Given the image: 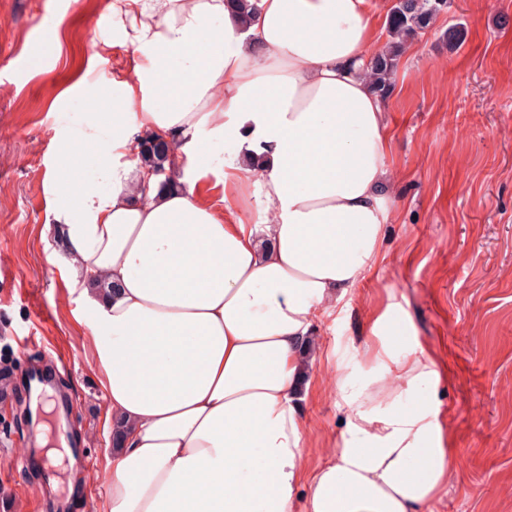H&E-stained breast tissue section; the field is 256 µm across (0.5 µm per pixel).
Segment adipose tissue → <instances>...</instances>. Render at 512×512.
Returning <instances> with one entry per match:
<instances>
[{
	"mask_svg": "<svg viewBox=\"0 0 512 512\" xmlns=\"http://www.w3.org/2000/svg\"><path fill=\"white\" fill-rule=\"evenodd\" d=\"M113 0L147 61L83 93L123 102L101 183L51 178V218L71 256L121 447L102 512H420L447 485L435 360L391 357L413 335L387 304L366 353L382 363L340 388L341 443L307 474L298 405L317 324L381 258L392 140L371 85L369 0ZM189 167L213 164L224 209L187 172L165 188L122 161L137 134ZM232 143L233 153L214 157ZM265 217L249 224L239 202ZM107 279L114 290L96 288ZM412 400L411 409L398 405Z\"/></svg>",
	"mask_w": 512,
	"mask_h": 512,
	"instance_id": "1",
	"label": "adipose tissue"
}]
</instances>
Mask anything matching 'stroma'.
I'll list each match as a JSON object with an SVG mask.
<instances>
[{"mask_svg":"<svg viewBox=\"0 0 512 512\" xmlns=\"http://www.w3.org/2000/svg\"><path fill=\"white\" fill-rule=\"evenodd\" d=\"M108 2L0 0V359L16 376L0 403V512H54L56 500L65 512H97L108 487L94 342L74 319L82 304L70 256L47 224L61 143L83 140L69 177L84 188L98 183L92 154L112 136L80 87L147 55L123 44ZM451 28L464 33L454 46ZM386 106L384 257L318 324L322 351L299 406L306 465L336 448V379L356 384L375 368L362 349L392 296L416 331L395 353L421 346L446 372L437 391L453 463L422 512H512V0H448L401 56ZM33 366L55 377L69 408L61 431L92 468L26 464L36 427L22 377Z\"/></svg>","mask_w":512,"mask_h":512,"instance_id":"stroma-1","label":"stroma"}]
</instances>
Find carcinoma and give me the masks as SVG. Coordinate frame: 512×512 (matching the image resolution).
Here are the masks:
<instances>
[{
  "mask_svg": "<svg viewBox=\"0 0 512 512\" xmlns=\"http://www.w3.org/2000/svg\"><path fill=\"white\" fill-rule=\"evenodd\" d=\"M446 4L447 0H396L388 18L389 35L394 42L388 49L374 53L370 61L373 83L382 96L392 90V77L405 41L430 29ZM138 155L157 176L167 174L174 162L169 143L157 136L143 139Z\"/></svg>",
  "mask_w": 512,
  "mask_h": 512,
  "instance_id": "cac0c4a2",
  "label": "carcinoma"
}]
</instances>
